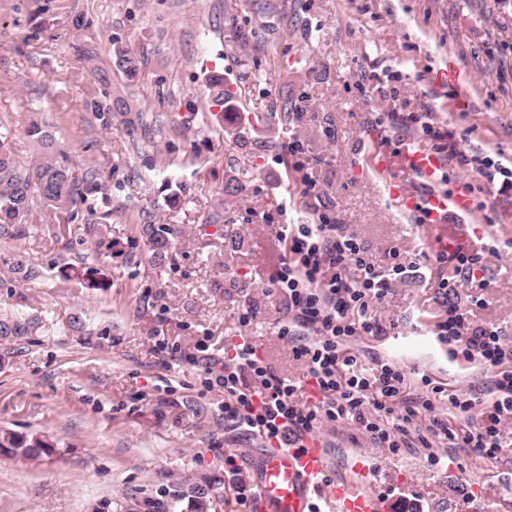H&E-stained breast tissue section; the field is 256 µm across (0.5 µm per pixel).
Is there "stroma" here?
<instances>
[{
	"mask_svg": "<svg viewBox=\"0 0 512 512\" xmlns=\"http://www.w3.org/2000/svg\"><path fill=\"white\" fill-rule=\"evenodd\" d=\"M79 13L91 24L76 31L70 19ZM118 46L143 63L128 89L136 113L161 124L145 140H132L119 119L103 129L84 108L92 66L111 63ZM442 69L454 82H435ZM212 70L240 86L245 111L274 112L289 97L302 112L276 123L274 149L249 158L252 174L224 228L207 219L240 151L215 119L221 108L204 80ZM33 112L54 122L75 165L111 176L107 236L117 251L52 241L49 215L26 238L0 239V252L25 251L42 267L37 280L0 289V313L42 318L0 365V427L56 443L33 460L0 454V512H150L174 483L203 478L224 494L211 512H242L237 490L255 499L267 446L225 428L224 397L190 357L200 345L233 357L248 336L279 375L302 377L277 334L284 312L272 276L282 225L311 223L317 209L346 225L374 262L390 264L396 251L417 265L374 307L386 335L351 340L358 364H400L410 396L425 377L464 396L486 386L483 368L435 334L430 268L441 246L466 241L476 225L512 239V190L449 157L434 134L452 132L460 151L512 162V0H0V122L12 126L22 160L32 154L24 126ZM294 140L303 150L292 156ZM419 145L442 161L433 193L469 191L474 216L420 224L396 206L372 157L396 160ZM307 162L317 209L295 169ZM167 178L187 187L181 209L164 202ZM146 221L178 230L163 266L126 262ZM83 260L106 270L108 290L61 278V266ZM457 295L476 324L512 342V250L487 255L483 287L463 284ZM246 312L256 317L247 326ZM74 315L83 328L71 327ZM319 437L330 481L345 478L362 450L382 466L396 512H512V422L494 458L438 437L431 451L392 454L346 422ZM229 455L242 478L225 468Z\"/></svg>",
	"mask_w": 512,
	"mask_h": 512,
	"instance_id": "1",
	"label": "stroma"
}]
</instances>
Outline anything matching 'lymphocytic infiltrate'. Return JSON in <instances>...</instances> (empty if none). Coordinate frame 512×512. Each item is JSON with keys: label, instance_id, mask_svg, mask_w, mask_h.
<instances>
[{"label": "lymphocytic infiltrate", "instance_id": "f902f5d3", "mask_svg": "<svg viewBox=\"0 0 512 512\" xmlns=\"http://www.w3.org/2000/svg\"><path fill=\"white\" fill-rule=\"evenodd\" d=\"M280 240L284 257L273 292L285 316L278 335L291 342L304 374L298 379L280 376L248 340L231 360L219 364L206 358V368L213 370L214 383L224 393L225 426L299 450L324 426L351 421L377 447L393 454L414 444L430 449L431 437L441 436L450 447L496 457L501 429L512 419V344L499 331L473 324L451 297L459 281L482 286V253L458 242L437 251L436 261L448 275L437 285L442 315L436 331L443 341L460 344L466 361L491 371L492 386L481 403L456 394L447 397L449 408L460 416L479 409L476 425L458 432L437 420L424 430L420 420L436 410L433 393L403 397L401 367L379 361L371 372H357L355 357L345 353L350 338L384 335L373 305L406 274V265L375 263L346 225L322 214L311 224L283 225Z\"/></svg>", "mask_w": 512, "mask_h": 512}]
</instances>
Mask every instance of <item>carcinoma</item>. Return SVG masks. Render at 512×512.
I'll return each instance as SVG.
<instances>
[{
	"mask_svg": "<svg viewBox=\"0 0 512 512\" xmlns=\"http://www.w3.org/2000/svg\"><path fill=\"white\" fill-rule=\"evenodd\" d=\"M113 68L93 67L96 86L89 90L85 99V108L94 113L95 118L104 128L112 126V118L126 116L127 131L135 136L139 129L149 135L153 125L145 122L135 123L129 118L132 106L124 89L140 73V61L117 47L113 51ZM117 76L123 83L115 84L112 76ZM205 85L212 99L224 108L221 118L224 121V138L243 150V156L256 151H267L273 142L260 129L261 123L254 122L251 115L238 110L239 89L232 88L226 82L224 74L212 71L205 77ZM27 136L33 145V154L29 161L22 163L14 155L12 141L14 132L7 124H0V236L22 238L29 230L41 222L42 211L55 216L58 223L65 225V230L53 233L56 238L65 234L81 231L80 240L91 239L95 245L112 252V241L106 237L102 224L85 221L77 226L72 223L79 218L80 208L92 211L96 200L108 204L111 201L108 186L102 171L96 167H76L68 153L62 148L54 125L33 112L26 126ZM250 169L239 158L232 159L229 170L224 176V187L216 198L210 223H224V203L237 198L245 188ZM168 190L164 201L172 210L185 202L186 186L179 185L171 189L169 182H164ZM175 229L170 224L148 222L140 225L139 237L146 248L141 256L134 251L128 253V261L136 266L142 257L160 266L169 261L173 247ZM40 275L38 264L24 253L10 252L0 254V288H15L37 278ZM60 275L64 280H74L90 290L105 291L110 288V280L104 271L94 266L61 267ZM36 319L18 315H0V344H18L32 333ZM53 441L49 436L38 433H18L0 428V453L26 459L38 458L52 454ZM215 483L205 481L174 485L165 492V499L149 504L154 512H174L177 504L189 498L194 512H208L213 505Z\"/></svg>",
	"mask_w": 512,
	"mask_h": 512,
	"instance_id": "obj_1",
	"label": "carcinoma"
}]
</instances>
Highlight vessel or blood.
Here are the masks:
<instances>
[{
    "label": "vessel or blood",
    "mask_w": 512,
    "mask_h": 512,
    "mask_svg": "<svg viewBox=\"0 0 512 512\" xmlns=\"http://www.w3.org/2000/svg\"><path fill=\"white\" fill-rule=\"evenodd\" d=\"M389 193L406 208L407 197L399 178L384 162H377ZM329 458L319 438L306 439L303 451L273 448L257 461V512H312L313 495H320L326 512H389L388 497L377 491L380 470L367 453L355 455L345 480L328 484Z\"/></svg>",
    "instance_id": "obj_1"
}]
</instances>
